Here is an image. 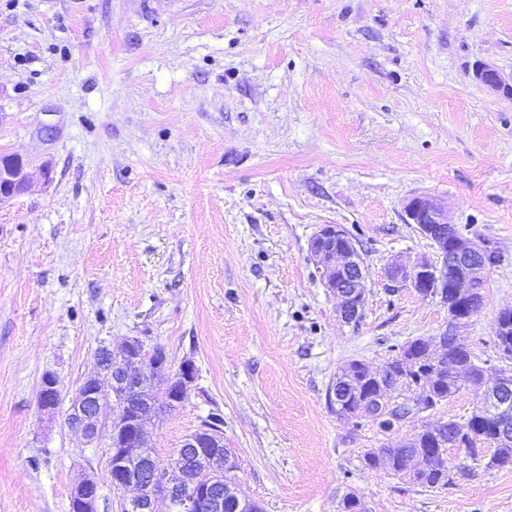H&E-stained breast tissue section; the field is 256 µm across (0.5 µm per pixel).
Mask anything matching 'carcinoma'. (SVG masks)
<instances>
[{
    "instance_id": "carcinoma-1",
    "label": "carcinoma",
    "mask_w": 512,
    "mask_h": 512,
    "mask_svg": "<svg viewBox=\"0 0 512 512\" xmlns=\"http://www.w3.org/2000/svg\"><path fill=\"white\" fill-rule=\"evenodd\" d=\"M441 356L427 353V341L415 339L397 348V353L379 371L352 360L336 377L333 385L346 398L336 414L344 419H370L385 432L387 418H402L400 409L392 403L391 392L401 400L428 402L436 409L442 402L460 393L457 377L471 374L473 406L462 422L448 420L435 427H426L406 440L383 448H369L362 455L365 466L395 475L425 489H443L453 484V467L433 462L436 451L465 448L471 459L487 469H512V424L507 433L498 431L497 423L486 416L487 394L481 381L480 367L468 346L448 334L435 337ZM224 512H263L255 501H236L224 495Z\"/></svg>"
}]
</instances>
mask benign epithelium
<instances>
[{
    "label": "benign epithelium",
    "instance_id": "1",
    "mask_svg": "<svg viewBox=\"0 0 512 512\" xmlns=\"http://www.w3.org/2000/svg\"><path fill=\"white\" fill-rule=\"evenodd\" d=\"M473 77L489 91L512 98V75L506 76L495 66L483 63L475 68ZM29 183V164L22 158L13 156L0 162V202L26 192ZM405 214L408 223L416 225L431 242L438 263L420 261L411 267L395 263L388 268L389 278L408 282L423 289V296L444 303L448 291V252L452 251L465 259L453 284L456 297L481 298L480 289L472 287L473 277L476 270L485 274L498 262L496 249L461 235L448 222L445 208L427 195L411 197ZM309 249L316 263L325 269V287L339 299L341 318L347 323L358 321L366 298L363 259L355 240L342 226L325 224L311 238ZM96 362L98 372L81 382L65 424L88 445L108 435V476L113 488L132 492L126 502L127 510L154 512L155 502L163 499L170 510L176 503L181 512H224V499L216 491L215 480H190L181 469L174 476L155 460L140 467L134 462L144 458L145 432L158 417V411L151 405H137V399L151 388L143 367L150 366L157 379L162 375L169 379L168 404L176 407L187 398L195 381L194 363L184 360L174 370L163 347L148 350L138 338L125 340L117 353L107 346L100 347ZM482 380L491 396L512 387V373L502 368L482 373ZM58 399V382L47 374L38 392L41 411L53 416ZM106 405L115 414L104 416L102 409ZM181 447L195 449V459L202 470H210L216 476L224 472V435L219 429L202 427L187 435ZM98 500L99 484L95 477L87 476L71 492L72 512H97Z\"/></svg>",
    "mask_w": 512,
    "mask_h": 512
}]
</instances>
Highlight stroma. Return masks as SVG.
<instances>
[{
  "label": "stroma",
  "mask_w": 512,
  "mask_h": 512,
  "mask_svg": "<svg viewBox=\"0 0 512 512\" xmlns=\"http://www.w3.org/2000/svg\"><path fill=\"white\" fill-rule=\"evenodd\" d=\"M482 62L512 73V0H0V156L32 173L0 204V512H70L87 475L98 512H121L107 441L84 447L64 418L96 350L132 337L196 367L150 428L159 460L219 414L263 512H341L351 492L365 512H512V470L458 450L442 490L360 459L466 419L471 395L386 434L330 402L348 361L380 369L448 327L438 299L387 276L436 258L407 221L414 195L497 245L462 335L478 364L499 363L512 99L474 81ZM326 224L363 254L355 324L309 252ZM59 399L58 382L51 374H45L43 383L38 392V405L41 411L53 417Z\"/></svg>",
  "instance_id": "35a3bbf8"
}]
</instances>
